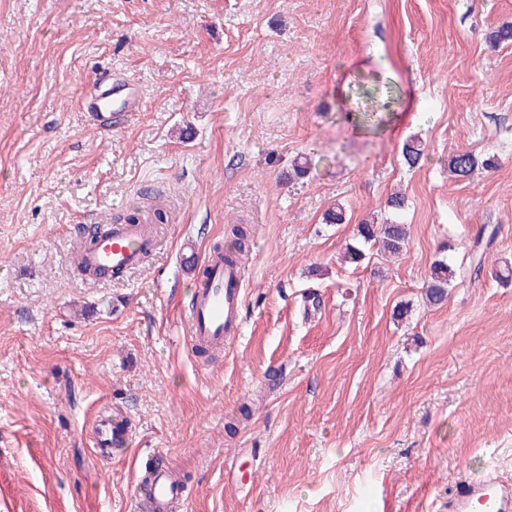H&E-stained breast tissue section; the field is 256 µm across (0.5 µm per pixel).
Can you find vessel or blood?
Here are the masks:
<instances>
[{
  "label": "vessel or blood",
  "mask_w": 512,
  "mask_h": 512,
  "mask_svg": "<svg viewBox=\"0 0 512 512\" xmlns=\"http://www.w3.org/2000/svg\"><path fill=\"white\" fill-rule=\"evenodd\" d=\"M81 108L98 126L109 130L139 110L140 92L132 81L101 71L91 79ZM156 242L153 225L113 224L100 235L95 246L79 254L78 261L88 268L109 267L121 274L141 267ZM245 271V265L225 262L220 254L206 257L203 279L192 292L185 318L191 348L207 349L218 355L224 350L225 339L238 334ZM94 435L101 455L131 443L126 427L103 412L96 416ZM185 499L184 484L162 463L153 472L148 487L140 489L136 506L141 512H176ZM448 512H512V481L491 473L478 481L460 482L448 494Z\"/></svg>",
  "instance_id": "vessel-or-blood-1"
}]
</instances>
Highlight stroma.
I'll use <instances>...</instances> for the list:
<instances>
[{"label":"stroma","mask_w":512,"mask_h":512,"mask_svg":"<svg viewBox=\"0 0 512 512\" xmlns=\"http://www.w3.org/2000/svg\"><path fill=\"white\" fill-rule=\"evenodd\" d=\"M505 23L512 0H0V512H132L155 452L182 512H446L457 481L512 477ZM103 69L142 91L110 131L80 111ZM459 149L496 166L455 179ZM146 186L173 212L156 252L83 276L75 225ZM371 217L406 251L345 263ZM228 224L252 240L242 328L210 360L183 319ZM443 257L460 275L431 307ZM105 409L132 433L108 460Z\"/></svg>","instance_id":"35a3bbf8"}]
</instances>
